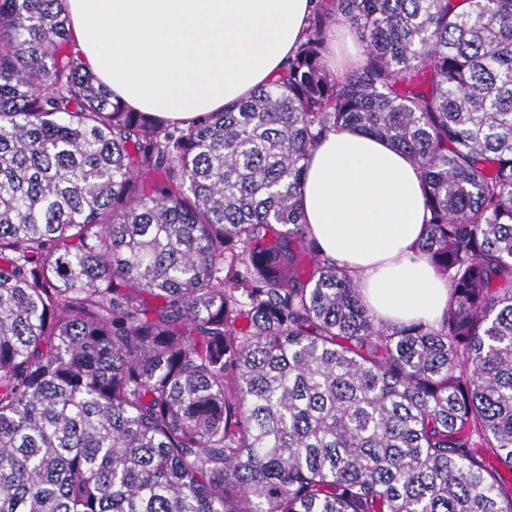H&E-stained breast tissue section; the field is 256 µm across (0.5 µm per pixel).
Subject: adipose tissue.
<instances>
[{"instance_id": "1", "label": "adipose tissue", "mask_w": 512, "mask_h": 512, "mask_svg": "<svg viewBox=\"0 0 512 512\" xmlns=\"http://www.w3.org/2000/svg\"><path fill=\"white\" fill-rule=\"evenodd\" d=\"M314 0H66L86 71L140 111L189 123L244 99L279 73ZM299 196L322 254L350 271L385 325L431 324L448 283L417 245L424 233L418 167L387 141L330 131L309 157Z\"/></svg>"}]
</instances>
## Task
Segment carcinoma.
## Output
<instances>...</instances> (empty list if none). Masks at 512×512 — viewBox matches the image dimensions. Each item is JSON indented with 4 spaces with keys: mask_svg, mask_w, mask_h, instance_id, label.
<instances>
[{
    "mask_svg": "<svg viewBox=\"0 0 512 512\" xmlns=\"http://www.w3.org/2000/svg\"><path fill=\"white\" fill-rule=\"evenodd\" d=\"M346 17L360 66L331 73ZM421 170L435 326L378 323L298 197L332 128ZM512 0H319L185 126L0 0V512H512Z\"/></svg>",
    "mask_w": 512,
    "mask_h": 512,
    "instance_id": "carcinoma-1",
    "label": "carcinoma"
}]
</instances>
